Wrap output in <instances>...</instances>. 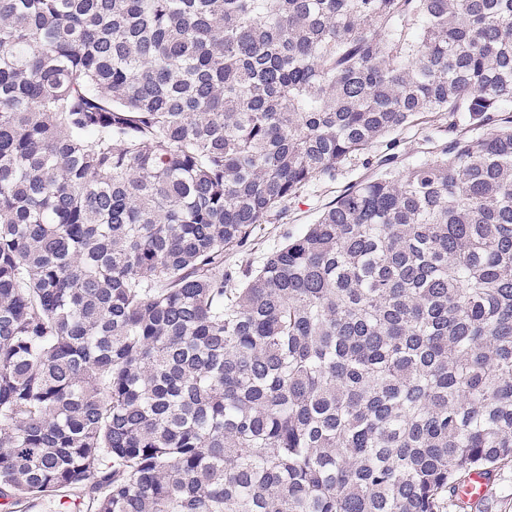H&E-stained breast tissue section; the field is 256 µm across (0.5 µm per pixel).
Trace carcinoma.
I'll return each mask as SVG.
<instances>
[{"instance_id": "1", "label": "carcinoma", "mask_w": 512, "mask_h": 512, "mask_svg": "<svg viewBox=\"0 0 512 512\" xmlns=\"http://www.w3.org/2000/svg\"><path fill=\"white\" fill-rule=\"evenodd\" d=\"M508 466L512 0H0V512H473ZM435 138L436 132L430 127H410L392 134L387 139H393L396 144L395 152L400 154L405 165H409L427 156L425 152ZM371 173L372 170L365 166L361 157L340 166L334 179L323 178L314 181L298 199L288 202L283 218L278 224L262 225L256 237L257 244L252 250V257L259 260L266 253L276 249L282 242L283 231L288 229L289 232L296 233L306 224H312L348 185L368 177ZM491 486L489 476H479L476 474L467 478L460 488V498L464 502L473 503L483 498Z\"/></svg>"}]
</instances>
